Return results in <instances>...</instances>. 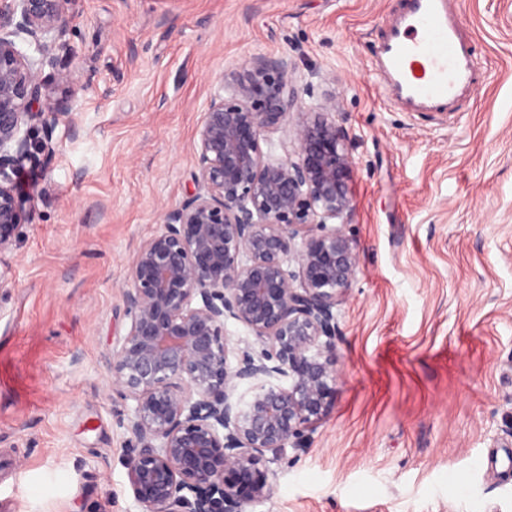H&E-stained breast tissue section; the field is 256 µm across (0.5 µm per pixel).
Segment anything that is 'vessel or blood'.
<instances>
[{
  "mask_svg": "<svg viewBox=\"0 0 512 512\" xmlns=\"http://www.w3.org/2000/svg\"><path fill=\"white\" fill-rule=\"evenodd\" d=\"M376 57L372 76L384 99L413 111H443L476 80L450 0H408Z\"/></svg>",
  "mask_w": 512,
  "mask_h": 512,
  "instance_id": "b4317fda",
  "label": "vessel or blood"
}]
</instances>
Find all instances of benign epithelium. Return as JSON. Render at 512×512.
Segmentation results:
<instances>
[{
	"instance_id": "7a95c632",
	"label": "benign epithelium",
	"mask_w": 512,
	"mask_h": 512,
	"mask_svg": "<svg viewBox=\"0 0 512 512\" xmlns=\"http://www.w3.org/2000/svg\"><path fill=\"white\" fill-rule=\"evenodd\" d=\"M70 26L65 0H0V253L21 237L36 189L16 176L51 155L22 128L74 122L69 98L42 94L41 78L48 64L69 83L59 53ZM214 81L194 188L161 213L122 290L129 326L110 382L136 402L125 467L143 512H245L272 496L269 464L299 447L336 399V309L359 263L334 223L354 207L336 104L304 106L282 57H256ZM293 116L295 154L264 152L267 134ZM229 320L252 340L232 343Z\"/></svg>"
}]
</instances>
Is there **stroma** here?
I'll use <instances>...</instances> for the list:
<instances>
[{"instance_id": "stroma-1", "label": "stroma", "mask_w": 512, "mask_h": 512, "mask_svg": "<svg viewBox=\"0 0 512 512\" xmlns=\"http://www.w3.org/2000/svg\"><path fill=\"white\" fill-rule=\"evenodd\" d=\"M407 0H67L76 123L26 167L38 192L0 254V512H143L124 457L133 399L110 356L122 287L160 212L193 186L213 77L284 57L303 101H336L354 162L343 229L359 265L336 310L327 417L271 464L246 512H512V0L453 10L479 67L445 113L370 75Z\"/></svg>"}]
</instances>
